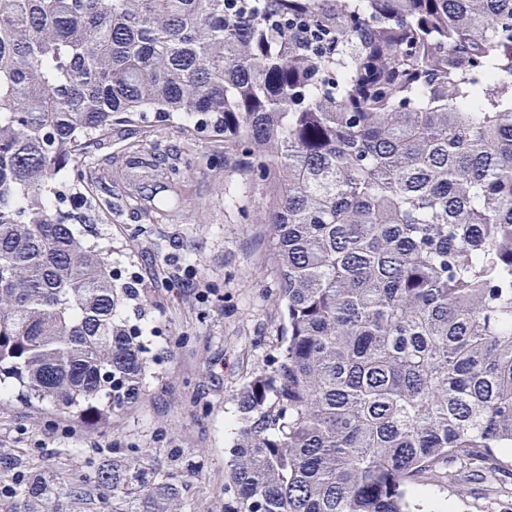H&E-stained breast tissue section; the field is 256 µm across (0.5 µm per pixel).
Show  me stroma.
I'll return each mask as SVG.
<instances>
[{
	"mask_svg": "<svg viewBox=\"0 0 512 512\" xmlns=\"http://www.w3.org/2000/svg\"><path fill=\"white\" fill-rule=\"evenodd\" d=\"M172 166L183 173L176 185L164 177ZM245 167L223 138L179 116L116 124L86 143L69 165L78 186L55 206L102 228L97 244L111 250L116 278L145 285V315L123 312L147 332L144 396L96 432L0 400L1 457L90 482L113 451L145 448L157 476L192 470L181 512H213L224 497L237 396L273 367L286 341L267 227L258 221L267 187L245 178ZM166 198L177 205L155 222L152 209ZM451 472L453 483L423 496L427 512H512L511 494L491 492L461 465ZM458 483L466 497L456 496Z\"/></svg>",
	"mask_w": 512,
	"mask_h": 512,
	"instance_id": "obj_1",
	"label": "stroma"
}]
</instances>
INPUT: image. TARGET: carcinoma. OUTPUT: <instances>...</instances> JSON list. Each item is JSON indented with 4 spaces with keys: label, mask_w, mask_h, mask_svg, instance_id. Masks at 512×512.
I'll list each match as a JSON object with an SVG mask.
<instances>
[{
    "label": "carcinoma",
    "mask_w": 512,
    "mask_h": 512,
    "mask_svg": "<svg viewBox=\"0 0 512 512\" xmlns=\"http://www.w3.org/2000/svg\"><path fill=\"white\" fill-rule=\"evenodd\" d=\"M187 116L266 182L287 336L222 512H419L512 454V0H0V396L88 430L148 370L112 254L54 209L80 145ZM117 452L112 512L191 487ZM28 469L23 512L85 484Z\"/></svg>",
    "instance_id": "carcinoma-1"
}]
</instances>
